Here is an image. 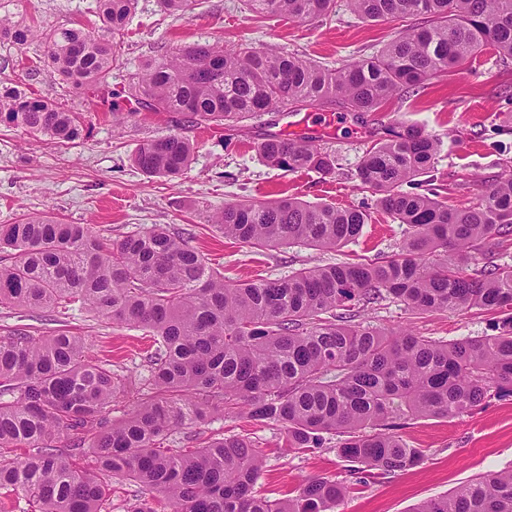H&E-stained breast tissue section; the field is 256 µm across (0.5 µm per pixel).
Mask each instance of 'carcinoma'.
Returning a JSON list of instances; mask_svg holds the SVG:
<instances>
[{"instance_id":"cac0c4a2","label":"carcinoma","mask_w":512,"mask_h":512,"mask_svg":"<svg viewBox=\"0 0 512 512\" xmlns=\"http://www.w3.org/2000/svg\"><path fill=\"white\" fill-rule=\"evenodd\" d=\"M137 0H96L100 28L120 37ZM251 11L303 21L328 15L336 0H247ZM366 22L422 16L377 54L336 69L293 53L193 43L141 63L129 97L148 112L232 128L264 114L339 105L377 112L397 92L458 70L490 48L512 58V0H345ZM186 15L192 0H158ZM0 39H38L45 57L77 87L107 81L113 44L86 28H35L0 19ZM0 118L62 143L83 139L81 113L32 94L0 91ZM263 162L284 172L330 173L332 155L311 137L259 133ZM440 142L415 125L387 128L360 161V183L408 227L398 251L370 262L302 267L285 279L228 283L186 239L152 228L118 244L83 224L49 216L0 224V305L30 311L82 309L155 337L149 375L121 421L108 414L124 380L86 353L85 338L0 336V490L22 491L39 512H107L114 477L153 494L131 512H337L343 484L307 481L291 498L255 486L263 454L245 435L169 448L176 428L214 411L282 424L287 446L312 448L320 434L344 436L340 453L382 474L408 470L424 451L403 441L399 421L448 418L476 407L491 388L512 394V265L473 273L512 238V175L487 182L479 201L452 208L420 191ZM195 147L180 132L141 143L134 163L176 179ZM368 221L359 207L337 209L295 198L224 204L210 222L253 246L334 250ZM392 297L415 314L480 308L504 314L494 334L451 341L408 328L355 321ZM92 448L96 467L73 458ZM415 512H512V469L480 477Z\"/></svg>"}]
</instances>
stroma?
<instances>
[{
  "label": "stroma",
  "instance_id": "35a3bbf8",
  "mask_svg": "<svg viewBox=\"0 0 512 512\" xmlns=\"http://www.w3.org/2000/svg\"><path fill=\"white\" fill-rule=\"evenodd\" d=\"M94 8L95 0H0V17L31 26L90 28ZM416 23L410 17L403 23L370 25L341 2L328 16L297 23L255 15L246 0H195L186 17L165 13L157 0H138L115 47L117 67L105 84L92 90L74 87L44 63L41 42L19 46L0 40V86L64 104L84 113L91 124L87 138L63 145L0 122V224L47 213L67 224L87 225L114 242L160 224L185 234L230 282L283 279L301 267L358 262L395 251L406 237V227L380 209L372 191L358 180L357 166L366 150L387 124L422 127L440 142L430 174L439 199L458 207L471 205L481 179L512 172V60L484 50L467 70L396 94L381 111L358 119L319 106L289 113L297 135L314 137L334 156L335 168L328 174L267 166L256 151L254 119L231 132L204 125L182 128L177 114L170 112L143 111L119 123L110 103L112 94L127 90L141 61L184 44L246 43L335 68L346 59L376 54L403 26ZM178 131L196 145L185 175L172 181L151 177L134 164L139 144ZM244 197L359 206L369 219L357 240L332 251L251 246L224 238L208 221L224 204ZM360 319L386 329L407 325L419 335L447 341L492 334L496 316L477 308L415 314L388 298ZM18 327L35 337L60 332L85 337L90 355L110 359L113 371L131 389H138L148 374L145 351L151 339L141 328L112 323L76 305L36 312L0 306V334ZM233 434L248 436L263 451L259 494L283 498L306 480L324 477L347 488L339 512H413L419 503L477 477L512 468V397L492 391L463 416L406 419L400 434L409 445L423 449L425 458L390 475L366 472L343 457L338 451L340 434H324L320 447L294 450L286 446L281 424L219 411L204 423L178 430L173 445L195 448Z\"/></svg>",
  "mask_w": 512,
  "mask_h": 512
}]
</instances>
